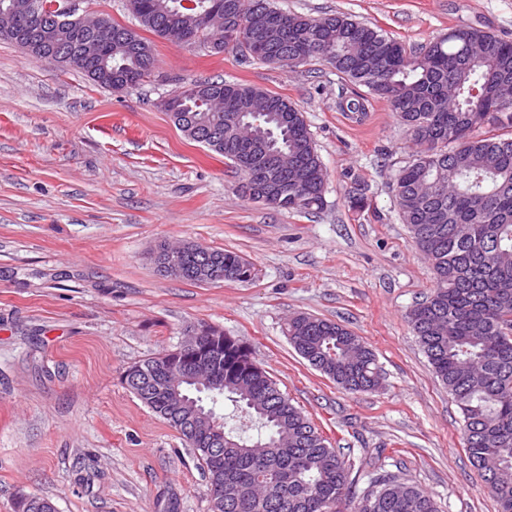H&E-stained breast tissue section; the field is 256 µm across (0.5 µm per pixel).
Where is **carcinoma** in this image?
Instances as JSON below:
<instances>
[{"mask_svg":"<svg viewBox=\"0 0 512 512\" xmlns=\"http://www.w3.org/2000/svg\"><path fill=\"white\" fill-rule=\"evenodd\" d=\"M140 26L176 43L177 32L195 34L193 48L213 55L245 51L241 38L267 27L277 11L271 0H236L235 38L211 46L215 26L197 15H165L172 0H128ZM269 43L280 66L296 68L323 60L336 72L384 100L418 147L399 169L394 198L399 219L415 247L432 266L434 291L407 319L434 373L462 417L465 447L481 472L500 512H512V102L500 100L495 78L512 84V40L477 26L451 28L417 51L398 39L345 15L310 18L283 14ZM109 67L133 77L134 87L155 66L154 44L136 30L112 23ZM132 33L138 49L126 51L122 34ZM76 39L60 27L48 52L66 57L61 67L82 71L95 84L105 80L75 56ZM173 123L191 140L222 156L229 143L224 116L241 112L250 132L288 153L301 177H282L259 188L242 175L243 197L258 201L273 194L272 207L309 213L324 205L327 171L303 112L287 99L259 87L226 81L189 82L173 94ZM224 280L246 282L253 264L234 251L206 248ZM286 335L296 352L339 388L376 389L381 369L376 356L346 327L311 315L288 320ZM224 388L184 392L197 406L223 398L246 414L260 433L244 438L226 429L224 463L210 462L209 438L182 424L168 397L137 386L131 391L175 428L197 451L212 492L210 512H439L423 490L386 473L372 474L361 497L348 499L354 467L331 446L313 422L293 405L255 363L241 340L224 338Z\"/></svg>","mask_w":512,"mask_h":512,"instance_id":"1","label":"carcinoma"}]
</instances>
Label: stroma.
Instances as JSON below:
<instances>
[{
    "label": "stroma",
    "instance_id": "1",
    "mask_svg": "<svg viewBox=\"0 0 512 512\" xmlns=\"http://www.w3.org/2000/svg\"><path fill=\"white\" fill-rule=\"evenodd\" d=\"M274 2L351 16L413 49L460 26L512 39V0ZM154 44L151 76L113 92L0 41V512H19L32 495L57 512H210L193 450L124 381L203 326L246 342L345 455L386 449V470L441 512H498L408 323L435 282L397 215L394 176L415 148L395 114L321 60L289 70L236 50ZM220 79L304 113L328 173L321 210L242 197L229 161L157 106L182 83ZM357 96L368 102L353 120L337 103ZM358 190L361 211L350 203ZM179 241L237 252L256 275L208 284L161 275L156 248ZM301 313L359 336L381 386L348 393L312 368L284 334Z\"/></svg>",
    "mask_w": 512,
    "mask_h": 512
}]
</instances>
